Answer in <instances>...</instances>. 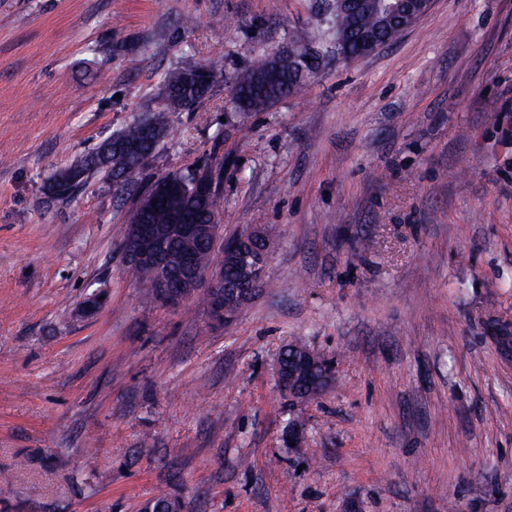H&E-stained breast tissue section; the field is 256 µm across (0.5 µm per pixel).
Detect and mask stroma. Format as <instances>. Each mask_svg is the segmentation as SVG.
Returning a JSON list of instances; mask_svg holds the SVG:
<instances>
[{
    "label": "stroma",
    "instance_id": "stroma-1",
    "mask_svg": "<svg viewBox=\"0 0 512 512\" xmlns=\"http://www.w3.org/2000/svg\"><path fill=\"white\" fill-rule=\"evenodd\" d=\"M306 90L241 114L236 75L289 43ZM224 59L116 194L75 164ZM225 162L221 235L268 227L227 327L148 296L119 248L158 177ZM106 296L94 315L80 305ZM512 0H433L361 62L330 0H0V512H512ZM335 361L297 404L280 349ZM302 447H288L291 420ZM98 458L86 465L84 451Z\"/></svg>",
    "mask_w": 512,
    "mask_h": 512
}]
</instances>
